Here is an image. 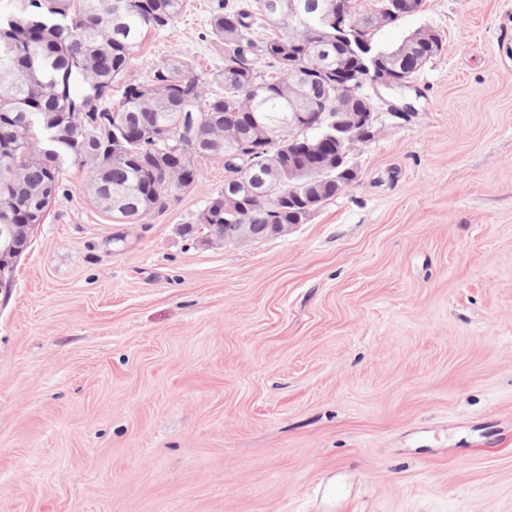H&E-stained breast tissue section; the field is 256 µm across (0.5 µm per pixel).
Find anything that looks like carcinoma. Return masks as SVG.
<instances>
[{
    "mask_svg": "<svg viewBox=\"0 0 512 512\" xmlns=\"http://www.w3.org/2000/svg\"><path fill=\"white\" fill-rule=\"evenodd\" d=\"M333 0H241L218 5L210 33L224 49L221 90L207 93L195 58L174 54L150 65L145 81L127 78L142 37L176 21L184 0H28L24 24L0 21V224H41L64 193V167L77 162L95 202L118 218L138 222L167 207L170 198L199 180L197 159L224 158L227 178L236 177L242 204L248 191L263 186L272 210L254 208V238L273 235L272 224H306L311 218L299 197L315 208L341 194L358 176L352 153L339 147L334 169L310 186L288 185V155L280 142L238 153L237 139H255L251 114L282 131L300 108L299 97L323 112H336V83L346 81L345 107L360 112L374 101L355 97L366 82L357 61L336 46ZM391 0L372 6L348 0L352 37L374 41L379 28L363 24L386 14ZM304 14L327 19L330 32L314 45ZM277 34L254 29L257 21ZM412 40L405 50H382L381 64L413 80L441 48V39ZM267 62L277 76L259 71ZM224 212V195L214 198L183 225L199 234L200 224H236Z\"/></svg>",
    "mask_w": 512,
    "mask_h": 512,
    "instance_id": "obj_1",
    "label": "carcinoma"
}]
</instances>
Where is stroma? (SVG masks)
<instances>
[{
  "mask_svg": "<svg viewBox=\"0 0 512 512\" xmlns=\"http://www.w3.org/2000/svg\"><path fill=\"white\" fill-rule=\"evenodd\" d=\"M218 3L131 76L220 69ZM427 28L357 179L288 234L182 235L217 157L138 224L66 166L0 288V512H512V0H424L375 40Z\"/></svg>",
  "mask_w": 512,
  "mask_h": 512,
  "instance_id": "35a3bbf8",
  "label": "stroma"
}]
</instances>
